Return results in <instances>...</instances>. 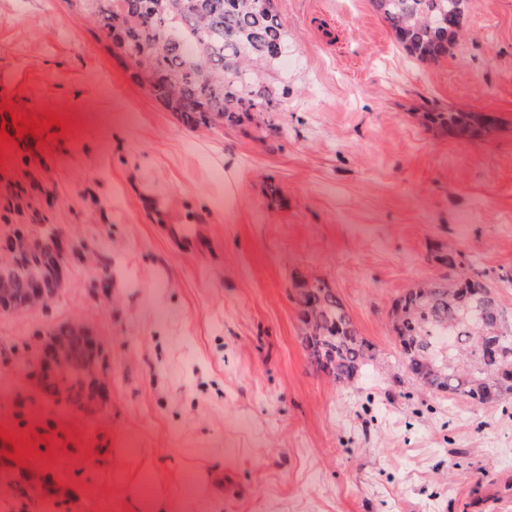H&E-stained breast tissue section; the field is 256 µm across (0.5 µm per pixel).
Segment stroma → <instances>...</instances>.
Instances as JSON below:
<instances>
[{
	"label": "stroma",
	"mask_w": 512,
	"mask_h": 512,
	"mask_svg": "<svg viewBox=\"0 0 512 512\" xmlns=\"http://www.w3.org/2000/svg\"><path fill=\"white\" fill-rule=\"evenodd\" d=\"M279 109L185 126L135 81L88 0H0V112L62 117L0 147V190L36 178L73 242L45 308L0 312V434L59 498L23 512H512V397L473 405L403 367L395 299L454 248L512 313V0H473L438 63L371 0H273ZM494 115L459 139L426 112ZM173 224L194 225L184 247ZM297 278L344 304L374 359L336 382L303 344ZM101 342L94 414L35 385L48 332ZM125 507L127 512H176L179 505L161 490H157L150 498H143L138 483L129 484L125 491Z\"/></svg>",
	"instance_id": "obj_1"
}]
</instances>
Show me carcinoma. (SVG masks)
<instances>
[{
	"instance_id": "cac0c4a2",
	"label": "carcinoma",
	"mask_w": 512,
	"mask_h": 512,
	"mask_svg": "<svg viewBox=\"0 0 512 512\" xmlns=\"http://www.w3.org/2000/svg\"><path fill=\"white\" fill-rule=\"evenodd\" d=\"M100 29L117 41L134 76L149 84L153 95L181 120L199 124L237 123L252 110L273 112L279 92L262 74L278 67L276 46L287 45V32L274 8L258 11L254 0H164L163 13L147 8V0H91ZM410 55L437 63L448 56L465 26L471 0H372ZM428 119L461 138H473L494 125L483 112H433ZM7 214H29L41 225L44 216L34 196L20 183L0 201ZM44 246L13 257L8 288L19 297L42 276L56 273L52 248L55 229L43 235ZM454 271L443 282L408 290L392 307V327L402 348L403 366L422 385L484 403L478 384L484 365L479 346L504 328L509 314L481 276L441 256ZM303 342L309 358L336 381L347 382L373 359L372 345L361 337L343 303L321 280L295 282ZM67 346L72 367L43 382L42 392L55 404L76 408L94 394L98 380L86 372L93 355L88 341L56 329ZM0 484L22 497L36 491L34 477L17 480L8 472Z\"/></svg>"
}]
</instances>
